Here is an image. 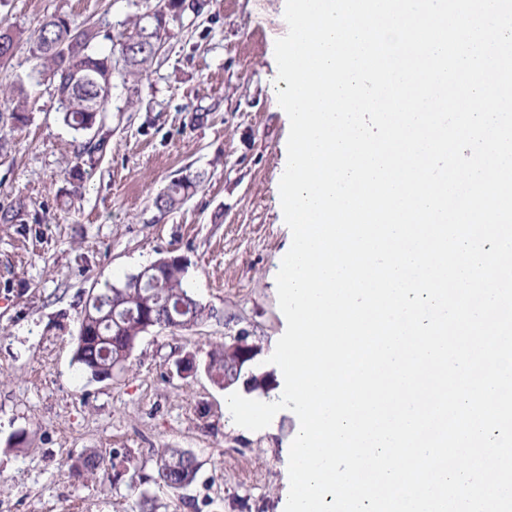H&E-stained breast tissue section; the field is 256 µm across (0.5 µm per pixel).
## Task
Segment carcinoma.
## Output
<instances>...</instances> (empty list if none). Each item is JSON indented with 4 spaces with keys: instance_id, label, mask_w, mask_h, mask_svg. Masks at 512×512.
<instances>
[{
    "instance_id": "1",
    "label": "carcinoma",
    "mask_w": 512,
    "mask_h": 512,
    "mask_svg": "<svg viewBox=\"0 0 512 512\" xmlns=\"http://www.w3.org/2000/svg\"><path fill=\"white\" fill-rule=\"evenodd\" d=\"M182 0H163V5L153 13L152 21L140 19L132 29L108 35L112 48L118 49L123 70L129 75L141 72L155 58L162 41L167 16H175ZM98 33L79 29L59 15L43 21L37 30L35 47L37 58L43 61L46 74L54 84L58 111L63 122L76 132L93 126L100 114L107 110L112 89L116 62L112 54L94 48ZM67 47L62 52L59 47ZM0 100L11 105L12 118L19 120L26 111L27 101L22 88H0ZM202 175L185 176L172 181L154 199L160 211L178 209L200 182ZM185 271L173 267L164 271L162 280L155 286L139 288L128 278L122 285H112L101 294V304L85 306L81 323L86 325L98 341L94 344L76 345L75 361L87 374L123 365L130 358L132 340H140L145 332L143 319L155 325L184 329L204 317L205 307L184 285ZM259 353V347L241 334L233 341L208 353L204 369L214 384L231 389L242 379V373ZM155 469L153 481L171 491L186 477L196 462V457L185 456L180 448L154 450ZM113 471L120 475L115 462L95 449H89L78 459L74 475L88 478Z\"/></svg>"
}]
</instances>
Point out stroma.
<instances>
[{"instance_id":"35a3bbf8","label":"stroma","mask_w":512,"mask_h":512,"mask_svg":"<svg viewBox=\"0 0 512 512\" xmlns=\"http://www.w3.org/2000/svg\"><path fill=\"white\" fill-rule=\"evenodd\" d=\"M159 0H0V25L18 36L0 84L22 83L26 119L0 116V512H136L149 490L167 512H284L290 413L253 432L224 411V390L204 362L248 335L254 374L280 385L269 361L286 329L275 277L291 231L280 222L287 121L273 93L271 47L287 24L281 0H186L141 77L112 82L107 112L84 133L66 126L38 73L32 34L51 15L106 34L130 28ZM103 152L81 154L88 141ZM201 174L180 209L153 200L171 180ZM167 255L188 260L186 285L205 308L193 326L152 327L113 379L73 361L82 315L105 285L123 284ZM28 442L13 448V433ZM119 450L122 477H70L85 449ZM155 448L192 451L200 463L181 495L152 481Z\"/></svg>"}]
</instances>
